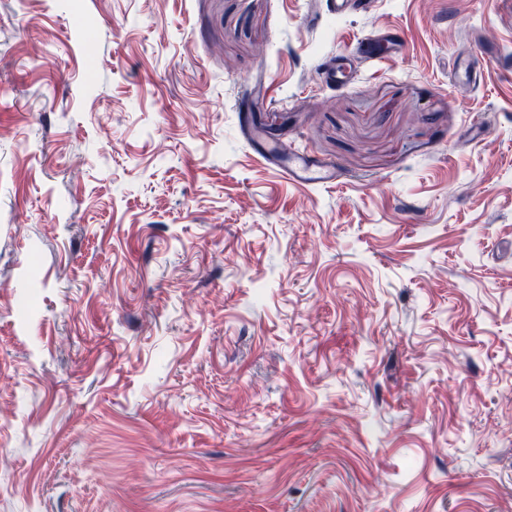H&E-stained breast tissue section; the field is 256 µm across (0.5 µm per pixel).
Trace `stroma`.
Instances as JSON below:
<instances>
[{
  "label": "stroma",
  "instance_id": "35a3bbf8",
  "mask_svg": "<svg viewBox=\"0 0 512 512\" xmlns=\"http://www.w3.org/2000/svg\"><path fill=\"white\" fill-rule=\"evenodd\" d=\"M325 2L0 0V512H512V0ZM280 172L288 181L302 185L333 184L338 178L334 166L309 164L299 156L295 157L294 163L288 165V168H280Z\"/></svg>",
  "mask_w": 512,
  "mask_h": 512
}]
</instances>
